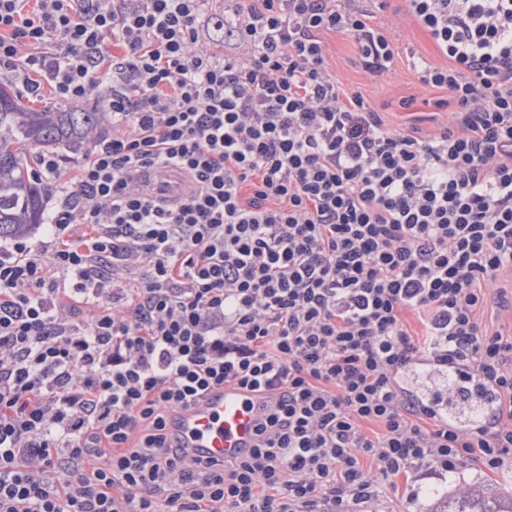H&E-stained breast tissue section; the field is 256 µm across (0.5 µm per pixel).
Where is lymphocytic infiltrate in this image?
<instances>
[{
  "label": "lymphocytic infiltrate",
  "mask_w": 512,
  "mask_h": 512,
  "mask_svg": "<svg viewBox=\"0 0 512 512\" xmlns=\"http://www.w3.org/2000/svg\"><path fill=\"white\" fill-rule=\"evenodd\" d=\"M386 2L236 0L220 56L210 0H0V73L26 95L112 83L76 175L40 159L46 247L0 246V512H371L417 467L512 468V333L482 322L512 310V0H408L450 60L420 68L454 106L429 136L325 68L318 34L343 31L391 69ZM165 169L182 196L138 188ZM421 363L490 390L484 424L408 389ZM227 383L276 403L218 462L177 420ZM214 1L218 2L213 3L214 16L212 20H210L208 28L206 29V44L214 53L218 55H224V44L226 46H230V44H232L234 40L229 38L226 34H224V29L221 32H218L216 30L217 28H224V22L217 23V28L215 27V23L217 22L218 19H224L225 0ZM218 22H220V20H218Z\"/></svg>",
  "instance_id": "obj_1"
}]
</instances>
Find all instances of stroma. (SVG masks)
<instances>
[{"instance_id":"obj_1","label":"stroma","mask_w":512,"mask_h":512,"mask_svg":"<svg viewBox=\"0 0 512 512\" xmlns=\"http://www.w3.org/2000/svg\"><path fill=\"white\" fill-rule=\"evenodd\" d=\"M374 25L390 39L395 50L392 71L379 78L369 76L358 63V47L348 34L326 31L320 39L325 47L329 74L347 91L361 93L373 108L382 112L389 128L416 125L423 133H435L438 126L451 119L449 109H440L436 100L447 98V91L421 83L416 64L447 66L448 61L430 35L415 21L406 0H388L386 8L376 13ZM493 485L512 493V469L491 473L473 461L451 477L431 473L426 468L411 470L386 485L380 502L382 512H429L435 495L459 487ZM417 493L416 503H409L410 493Z\"/></svg>"}]
</instances>
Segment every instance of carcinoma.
I'll return each mask as SVG.
<instances>
[{
    "instance_id": "carcinoma-1",
    "label": "carcinoma",
    "mask_w": 512,
    "mask_h": 512,
    "mask_svg": "<svg viewBox=\"0 0 512 512\" xmlns=\"http://www.w3.org/2000/svg\"><path fill=\"white\" fill-rule=\"evenodd\" d=\"M101 113L52 106L27 110L9 83L0 81V239L20 237L43 223L49 185L29 175V148L49 152L60 145L89 151ZM430 512H512V494L493 487L437 498Z\"/></svg>"
}]
</instances>
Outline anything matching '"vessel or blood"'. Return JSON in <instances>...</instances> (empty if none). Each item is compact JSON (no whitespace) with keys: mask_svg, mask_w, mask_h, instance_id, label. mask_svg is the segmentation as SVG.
I'll return each instance as SVG.
<instances>
[{"mask_svg":"<svg viewBox=\"0 0 512 512\" xmlns=\"http://www.w3.org/2000/svg\"><path fill=\"white\" fill-rule=\"evenodd\" d=\"M270 404L236 385L212 390L180 412V433L188 447L206 449L218 460L235 459L254 448Z\"/></svg>","mask_w":512,"mask_h":512,"instance_id":"obj_1","label":"vessel or blood"}]
</instances>
